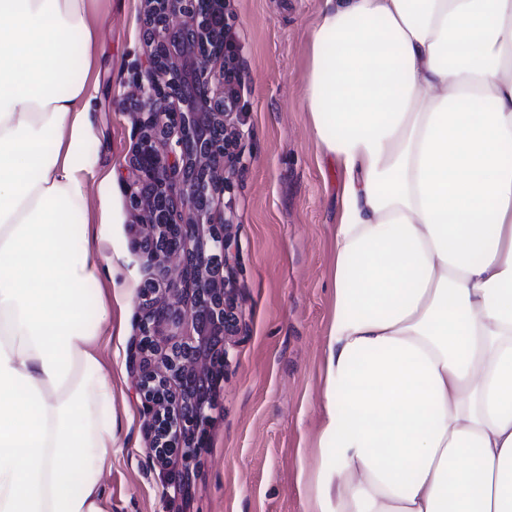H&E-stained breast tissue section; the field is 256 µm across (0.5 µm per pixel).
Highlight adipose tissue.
<instances>
[{
  "label": "adipose tissue",
  "instance_id": "ef3b65f1",
  "mask_svg": "<svg viewBox=\"0 0 512 512\" xmlns=\"http://www.w3.org/2000/svg\"><path fill=\"white\" fill-rule=\"evenodd\" d=\"M88 0H0V512H103L82 305ZM305 99L344 174L311 512H512V0H322Z\"/></svg>",
  "mask_w": 512,
  "mask_h": 512
}]
</instances>
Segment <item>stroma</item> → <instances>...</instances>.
<instances>
[{"label":"stroma","mask_w":512,"mask_h":512,"mask_svg":"<svg viewBox=\"0 0 512 512\" xmlns=\"http://www.w3.org/2000/svg\"><path fill=\"white\" fill-rule=\"evenodd\" d=\"M319 3L227 2L239 46L241 156L223 209L234 217L246 328L229 349L207 448L189 467L170 469L151 459L129 368L138 289L155 272L133 247L140 218L124 193L136 118L122 98L149 52L144 2L89 0L97 25L89 78L99 86V139L90 149L117 175L90 194L94 257L104 266L100 288L112 309L110 331L94 344L112 388L115 428L105 512H307L325 458L319 436L344 181L318 147L305 101ZM105 207L113 223H101Z\"/></svg>","instance_id":"stroma-1"}]
</instances>
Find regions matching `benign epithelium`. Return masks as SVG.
<instances>
[{
	"mask_svg": "<svg viewBox=\"0 0 512 512\" xmlns=\"http://www.w3.org/2000/svg\"><path fill=\"white\" fill-rule=\"evenodd\" d=\"M145 2L150 51L124 95L138 115L126 198L144 213L135 248L160 275L138 294L131 363L153 460L172 467L207 447L226 345L243 329L233 217L214 219L239 161V57L225 36L224 0ZM187 319L195 335L169 333Z\"/></svg>",
	"mask_w": 512,
	"mask_h": 512,
	"instance_id": "obj_1",
	"label": "benign epithelium"
}]
</instances>
